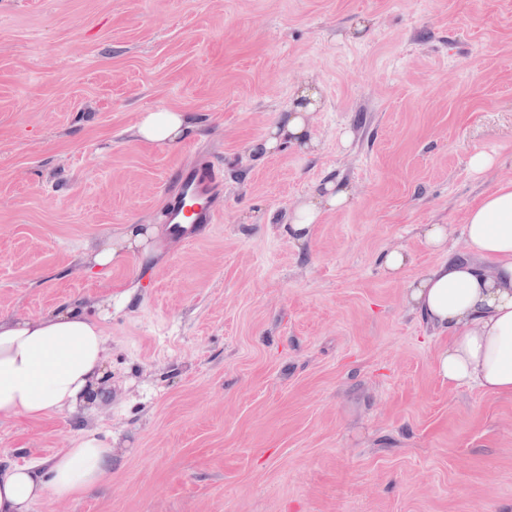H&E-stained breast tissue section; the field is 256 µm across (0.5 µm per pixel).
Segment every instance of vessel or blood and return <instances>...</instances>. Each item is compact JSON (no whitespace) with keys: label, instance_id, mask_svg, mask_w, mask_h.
I'll use <instances>...</instances> for the list:
<instances>
[{"label":"vessel or blood","instance_id":"vessel-or-blood-1","mask_svg":"<svg viewBox=\"0 0 512 512\" xmlns=\"http://www.w3.org/2000/svg\"><path fill=\"white\" fill-rule=\"evenodd\" d=\"M222 173L210 165L182 171L168 196L166 216L173 234L193 239L197 225L216 223L222 207L217 192Z\"/></svg>","mask_w":512,"mask_h":512}]
</instances>
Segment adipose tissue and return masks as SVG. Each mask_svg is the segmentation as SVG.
Returning a JSON list of instances; mask_svg holds the SVG:
<instances>
[{
    "instance_id": "1",
    "label": "adipose tissue",
    "mask_w": 512,
    "mask_h": 512,
    "mask_svg": "<svg viewBox=\"0 0 512 512\" xmlns=\"http://www.w3.org/2000/svg\"><path fill=\"white\" fill-rule=\"evenodd\" d=\"M316 90L301 89L294 105L278 113L257 154L292 144L316 145L311 115L319 106ZM197 127L188 112L147 110L130 127L137 141L179 146ZM349 188L328 185L307 195L293 212L297 234H306L327 211L348 206ZM416 237L443 261L409 283L410 312L444 335L435 356L441 382L473 386L484 393L512 395V178L496 180L464 215L465 253L448 254L443 225L418 224ZM152 228L130 224L112 241L85 254L88 269L109 271L123 253L137 252L153 263ZM105 331L76 305L59 306L36 317H0V422L74 413L89 402L104 375ZM112 449L96 433L73 437L47 462L0 464V512H33L35 504L63 500L104 482Z\"/></svg>"
}]
</instances>
